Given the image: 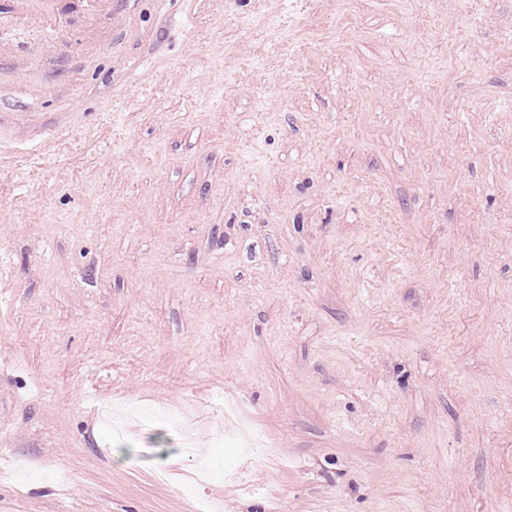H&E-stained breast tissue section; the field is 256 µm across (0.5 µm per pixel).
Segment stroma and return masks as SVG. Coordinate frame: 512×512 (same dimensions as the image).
Listing matches in <instances>:
<instances>
[{
  "label": "stroma",
  "instance_id": "stroma-1",
  "mask_svg": "<svg viewBox=\"0 0 512 512\" xmlns=\"http://www.w3.org/2000/svg\"><path fill=\"white\" fill-rule=\"evenodd\" d=\"M213 502L512 512V0H0V512Z\"/></svg>",
  "mask_w": 512,
  "mask_h": 512
}]
</instances>
